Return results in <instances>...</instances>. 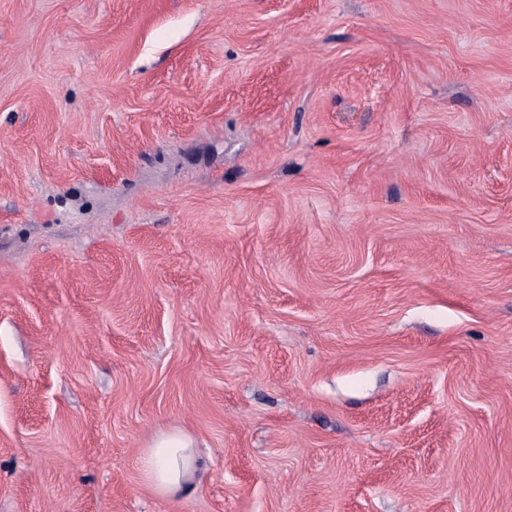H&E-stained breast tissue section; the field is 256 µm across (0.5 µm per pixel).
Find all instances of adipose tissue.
Segmentation results:
<instances>
[{"label":"adipose tissue","instance_id":"ef3b65f1","mask_svg":"<svg viewBox=\"0 0 512 512\" xmlns=\"http://www.w3.org/2000/svg\"><path fill=\"white\" fill-rule=\"evenodd\" d=\"M141 466L146 483L158 494L172 499L184 496L199 470L193 437L182 430L157 433L147 445Z\"/></svg>","mask_w":512,"mask_h":512}]
</instances>
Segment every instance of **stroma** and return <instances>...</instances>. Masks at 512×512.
<instances>
[{
	"instance_id": "obj_1",
	"label": "stroma",
	"mask_w": 512,
	"mask_h": 512,
	"mask_svg": "<svg viewBox=\"0 0 512 512\" xmlns=\"http://www.w3.org/2000/svg\"><path fill=\"white\" fill-rule=\"evenodd\" d=\"M0 512H512V0H0ZM141 459L146 483L158 494L179 498L194 486L199 470L193 437L183 430L160 431Z\"/></svg>"
}]
</instances>
